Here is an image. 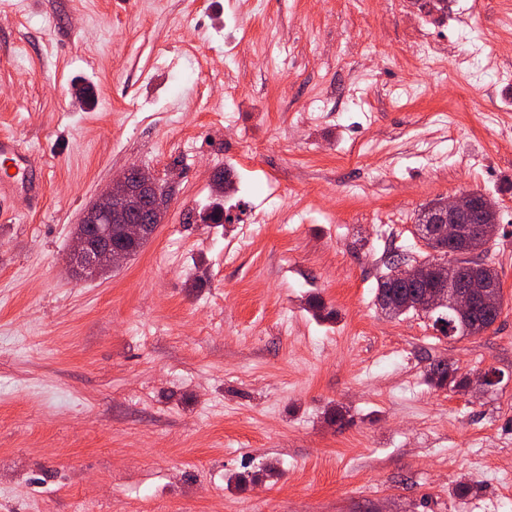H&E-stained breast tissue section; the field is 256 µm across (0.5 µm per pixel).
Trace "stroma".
Segmentation results:
<instances>
[{
	"instance_id": "35a3bbf8",
	"label": "stroma",
	"mask_w": 512,
	"mask_h": 512,
	"mask_svg": "<svg viewBox=\"0 0 512 512\" xmlns=\"http://www.w3.org/2000/svg\"><path fill=\"white\" fill-rule=\"evenodd\" d=\"M508 14L0 0V132L45 174L0 205V512H512ZM131 163L170 188L164 223L73 276L75 225ZM226 175L236 219L203 223ZM467 191L500 215L499 319L448 339L384 316L389 253L422 255L418 212ZM436 360L472 387L428 385Z\"/></svg>"
}]
</instances>
